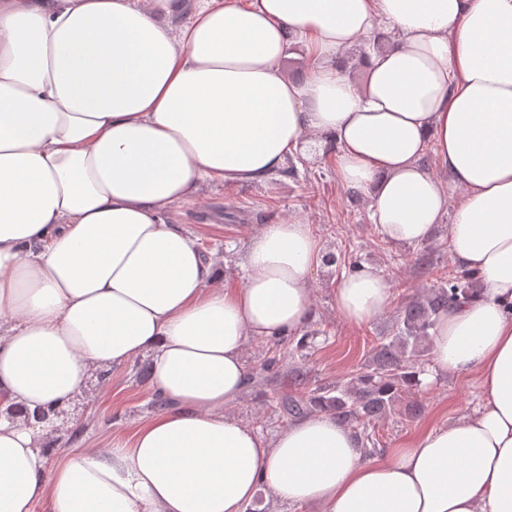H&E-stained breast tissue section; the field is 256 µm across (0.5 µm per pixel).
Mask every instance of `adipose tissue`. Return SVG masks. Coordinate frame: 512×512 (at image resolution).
<instances>
[{
	"mask_svg": "<svg viewBox=\"0 0 512 512\" xmlns=\"http://www.w3.org/2000/svg\"><path fill=\"white\" fill-rule=\"evenodd\" d=\"M182 9L0 0V512H246L263 491L318 512H512V0ZM378 34L356 85L345 52ZM292 39L315 62L301 80L281 68ZM312 142L393 244L452 213V260L481 283L420 374L475 376L479 406L381 458L325 412L272 435L227 413L250 339L312 320V226L251 230L230 288L177 218L206 183L262 180ZM390 297L369 268L335 290L356 325ZM139 359L162 409L64 451L63 412Z\"/></svg>",
	"mask_w": 512,
	"mask_h": 512,
	"instance_id": "adipose-tissue-1",
	"label": "adipose tissue"
}]
</instances>
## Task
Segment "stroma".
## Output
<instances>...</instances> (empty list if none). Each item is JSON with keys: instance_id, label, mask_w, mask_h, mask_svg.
Instances as JSON below:
<instances>
[{"instance_id": "stroma-1", "label": "stroma", "mask_w": 512, "mask_h": 512, "mask_svg": "<svg viewBox=\"0 0 512 512\" xmlns=\"http://www.w3.org/2000/svg\"><path fill=\"white\" fill-rule=\"evenodd\" d=\"M292 162L293 170H280L261 181L210 183L198 199L179 208L181 224L198 236L202 251L224 256L231 266L246 248L248 228L271 221L299 219L311 224L328 251L345 256L344 265L313 274L315 317L311 326L317 334L303 357L288 358V351L296 346L292 337L278 343L254 340L248 346L249 364L273 355L280 361L264 372L228 413L267 434L286 425L268 397L290 393L288 371L292 365L301 367L308 390L347 376L361 366L373 340L390 333L395 304L434 280L433 274L418 269L417 247H400L384 240L370 217L369 200L363 196L351 199L348 188L336 178V159L327 149L307 145ZM366 266L389 282L391 307L369 323L354 325L337 314L334 291L343 276ZM145 366V361L133 362L113 377L111 386L93 388V402H75L69 418V429L77 434L73 447L129 433L150 410L152 394L142 373ZM420 396L425 408L421 416L411 419L395 412L377 423L380 451L402 447L421 429L454 421L476 405L480 391L475 377L453 375L428 384Z\"/></svg>"}]
</instances>
